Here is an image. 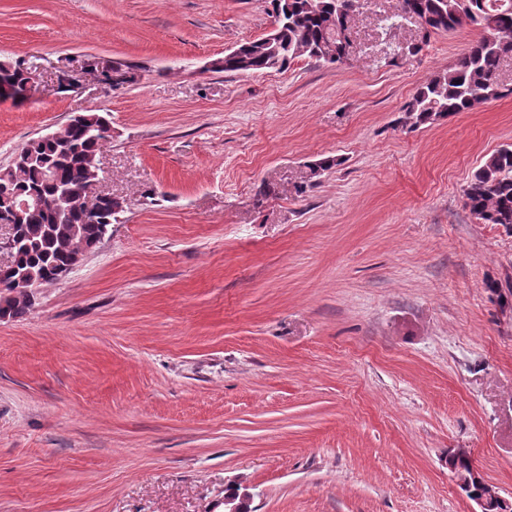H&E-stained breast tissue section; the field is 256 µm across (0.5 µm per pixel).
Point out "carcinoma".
<instances>
[{
    "label": "carcinoma",
    "mask_w": 512,
    "mask_h": 512,
    "mask_svg": "<svg viewBox=\"0 0 512 512\" xmlns=\"http://www.w3.org/2000/svg\"><path fill=\"white\" fill-rule=\"evenodd\" d=\"M354 0H273L274 22L263 37L235 46L224 54L218 72L266 73L284 71L302 58L341 63L347 44L336 33L348 27ZM411 11L425 26L424 39L463 25L481 30L473 43L448 70L431 76L403 109L402 121L411 128L434 124L473 110V101L488 102L505 96L499 83L502 58L512 55V0H398L396 13ZM28 80L20 63L0 61V84L13 93L4 100L25 103ZM106 116L87 111L70 118L60 137L28 141L19 161L0 170V184L12 194L36 198L40 207L19 220V238L7 272L0 277V310L14 319L33 306L31 286L55 281L58 270L77 254L86 253L104 239L107 228L120 223L119 206L112 194L100 199L97 221L84 220L62 196L85 191L94 180L99 153L109 136L101 125ZM465 205L484 224L512 229V144L501 146L474 172L465 190Z\"/></svg>",
    "instance_id": "1"
}]
</instances>
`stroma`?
<instances>
[{
    "label": "stroma",
    "instance_id": "35a3bbf8",
    "mask_svg": "<svg viewBox=\"0 0 512 512\" xmlns=\"http://www.w3.org/2000/svg\"><path fill=\"white\" fill-rule=\"evenodd\" d=\"M396 5L356 0L344 63L246 74L209 65L268 33L272 0H0V59L35 85L0 102V168L93 110L125 206L0 320V512H477L455 448L512 498V230L464 196L512 144V56L510 96L409 128L480 32L404 57ZM64 59L134 80L61 92Z\"/></svg>",
    "mask_w": 512,
    "mask_h": 512
}]
</instances>
